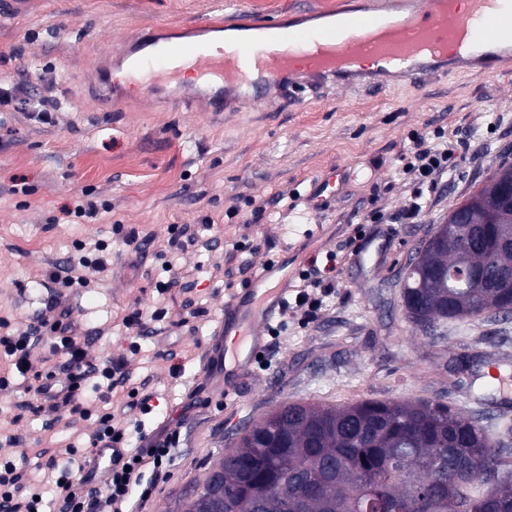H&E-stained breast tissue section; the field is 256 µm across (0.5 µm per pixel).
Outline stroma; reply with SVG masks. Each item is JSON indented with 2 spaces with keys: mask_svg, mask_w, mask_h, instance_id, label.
I'll return each mask as SVG.
<instances>
[{
  "mask_svg": "<svg viewBox=\"0 0 512 512\" xmlns=\"http://www.w3.org/2000/svg\"><path fill=\"white\" fill-rule=\"evenodd\" d=\"M252 18L284 17L298 6L333 10L356 0H241ZM225 0H23L0 9V80L52 79L61 108L52 124L0 112V336L36 318L51 292L67 298L69 318L90 336L87 353L106 365L127 359V388L154 392L143 416L149 432L181 421L180 439L152 497L134 512H177L202 485L235 434L283 403L343 405L362 399L446 403L481 415L489 433L512 426V319L448 323L429 336L407 321L396 285L412 248L501 163L512 164V73L456 76L413 88L329 90L322 99L207 112L201 104L154 99L149 84L104 108L90 82L102 59L138 40L148 23L170 30L208 21ZM451 134L460 166L437 176L416 223L392 216L410 203L400 153L418 134ZM351 177L340 199L315 209L309 191L330 169ZM91 194L96 216L62 219ZM295 199L281 211L279 197ZM390 221L382 264L340 258L336 288L314 322L287 307L277 320L257 376L225 398L200 372L225 300L245 288L260 264L278 261L288 285L310 257L325 259L348 237L375 238ZM175 224L195 244L166 247ZM149 237L144 262L128 264L125 235ZM106 244L104 268H87L85 286L44 280L55 264L78 262L81 250ZM177 287L157 292L158 282ZM191 293H184V286ZM203 307L190 315L186 298ZM166 309L137 337L122 320L132 308ZM137 352H130L131 342ZM180 364L179 375L170 367ZM22 377L0 389V456L24 462L31 485L40 464L72 433L88 442L94 419L76 430L50 424Z\"/></svg>",
  "mask_w": 512,
  "mask_h": 512,
  "instance_id": "stroma-1",
  "label": "stroma"
}]
</instances>
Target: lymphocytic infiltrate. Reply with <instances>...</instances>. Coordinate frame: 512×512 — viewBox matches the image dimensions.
Returning a JSON list of instances; mask_svg holds the SVG:
<instances>
[{
	"instance_id": "lymphocytic-infiltrate-1",
	"label": "lymphocytic infiltrate",
	"mask_w": 512,
	"mask_h": 512,
	"mask_svg": "<svg viewBox=\"0 0 512 512\" xmlns=\"http://www.w3.org/2000/svg\"><path fill=\"white\" fill-rule=\"evenodd\" d=\"M60 102L39 90L26 80L11 81L0 86V112H33L39 120L48 122ZM404 164L401 173L412 185V201L400 218L403 223H413L423 208L425 190L435 189L431 176L455 170L460 163L447 143L429 141L419 135L412 139L402 153ZM65 301L62 294L48 298L38 322L28 324L16 333L0 336V353L6 361L0 366V386L8 385L15 376L27 375V362L33 342L42 329H49L54 352L64 358L67 369L65 381H58L55 372L36 374L35 394L42 411L55 413L67 408L70 415L79 418L95 417L97 430L88 448L82 452L78 472L50 461L57 477L53 485L56 512H126L125 506L132 497L148 500L154 490L153 483L144 479L145 467L162 471L169 461L172 448L179 440L178 430L163 431L152 436L140 437L137 447H130V434L121 415L105 409L110 392L125 385L127 376L124 360L117 359L109 365L93 363L87 356L77 328L65 322ZM106 381V391L91 399L86 390L92 379ZM123 449V456L114 458L103 488L93 485L95 476L92 463L100 448ZM22 471L13 461H0V512H39L42 503L34 496L22 493Z\"/></svg>"
}]
</instances>
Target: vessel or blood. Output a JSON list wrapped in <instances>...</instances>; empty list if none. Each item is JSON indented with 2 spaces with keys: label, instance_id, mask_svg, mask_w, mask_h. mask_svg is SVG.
<instances>
[{
  "label": "vessel or blood",
  "instance_id": "1",
  "mask_svg": "<svg viewBox=\"0 0 512 512\" xmlns=\"http://www.w3.org/2000/svg\"><path fill=\"white\" fill-rule=\"evenodd\" d=\"M290 22L238 20L237 31L224 46L212 34L223 31V17L189 29L182 40L166 38L153 26L139 49L126 60L128 73L153 74L152 88L161 92L162 74L179 59L190 57L213 112L232 111L234 103L260 104L273 97L320 95L331 85L385 88L397 83L424 86L451 72L488 76L512 56V6L506 0H466L465 9H443L441 0H369L356 10L321 12L296 7ZM313 57L311 69L296 65L298 56ZM349 172L324 173L310 194L316 208L335 201ZM278 264L262 266L248 287L224 303V313L207 350L206 371L217 376L225 395L236 393L266 344L265 327L281 315L288 282L279 279ZM245 346L228 356L227 337Z\"/></svg>",
  "mask_w": 512,
  "mask_h": 512
}]
</instances>
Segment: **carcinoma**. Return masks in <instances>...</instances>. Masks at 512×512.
I'll list each match as a JSON object with an SVG mask.
<instances>
[{"label": "carcinoma", "instance_id": "obj_1", "mask_svg": "<svg viewBox=\"0 0 512 512\" xmlns=\"http://www.w3.org/2000/svg\"><path fill=\"white\" fill-rule=\"evenodd\" d=\"M502 163L458 206L477 224L502 220ZM512 264V244L496 228L487 244L459 240L439 249L429 238L410 255L402 297L426 296L409 310L413 327L483 315H512V292L477 291L448 275L479 270L490 257ZM512 428L492 436L480 420L427 399L360 400L343 406L290 403L263 417L219 457L181 512H512Z\"/></svg>", "mask_w": 512, "mask_h": 512}]
</instances>
